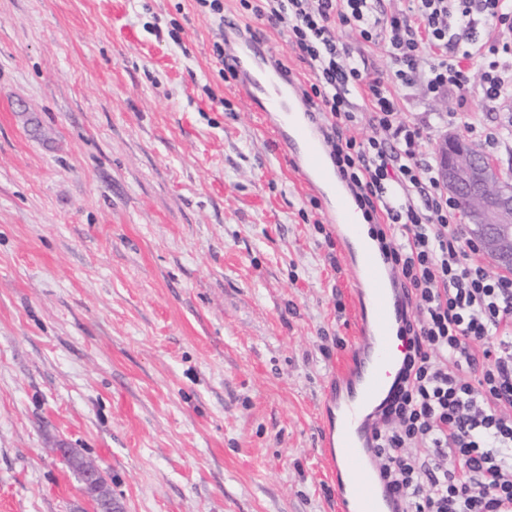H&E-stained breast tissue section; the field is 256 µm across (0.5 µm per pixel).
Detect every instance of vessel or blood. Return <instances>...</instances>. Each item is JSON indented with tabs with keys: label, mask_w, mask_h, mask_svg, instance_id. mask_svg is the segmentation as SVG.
<instances>
[{
	"label": "vessel or blood",
	"mask_w": 512,
	"mask_h": 512,
	"mask_svg": "<svg viewBox=\"0 0 512 512\" xmlns=\"http://www.w3.org/2000/svg\"><path fill=\"white\" fill-rule=\"evenodd\" d=\"M229 47L228 61L238 70L256 112L303 182L325 198L355 284V343L346 367L334 377L336 420L325 426L323 437L324 453L336 473L338 512H395L394 497L378 483L367 445L372 417L394 395L408 351L409 339L400 330L407 295L395 287L381 253L349 222L347 194L336 183L325 139L292 78L278 68L272 51L255 40L240 37Z\"/></svg>",
	"instance_id": "b4317fda"
}]
</instances>
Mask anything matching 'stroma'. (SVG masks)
Instances as JSON below:
<instances>
[{
  "mask_svg": "<svg viewBox=\"0 0 512 512\" xmlns=\"http://www.w3.org/2000/svg\"><path fill=\"white\" fill-rule=\"evenodd\" d=\"M218 38L194 0H0V512H93L59 448L123 512H336L354 287Z\"/></svg>",
  "mask_w": 512,
  "mask_h": 512,
  "instance_id": "stroma-1",
  "label": "stroma"
}]
</instances>
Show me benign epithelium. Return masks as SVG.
<instances>
[{
    "instance_id": "obj_1",
    "label": "benign epithelium",
    "mask_w": 512,
    "mask_h": 512,
    "mask_svg": "<svg viewBox=\"0 0 512 512\" xmlns=\"http://www.w3.org/2000/svg\"><path fill=\"white\" fill-rule=\"evenodd\" d=\"M437 153L448 194L457 200L470 198L472 238L502 270L512 273V186L504 184L500 166L454 134L439 140Z\"/></svg>"
}]
</instances>
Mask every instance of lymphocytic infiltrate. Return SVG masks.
I'll use <instances>...</instances> for the list:
<instances>
[{
  "label": "lymphocytic infiltrate",
  "mask_w": 512,
  "mask_h": 512,
  "mask_svg": "<svg viewBox=\"0 0 512 512\" xmlns=\"http://www.w3.org/2000/svg\"><path fill=\"white\" fill-rule=\"evenodd\" d=\"M246 21L286 33L310 76L300 93L324 128L354 200L377 226L412 343L398 389L380 408L371 451L403 512H505L512 504V274L490 271L464 238L458 206L431 161L429 118H402L399 88L512 100V0H238ZM500 25L479 39L475 15ZM348 28L384 42L390 77L361 69ZM368 123L359 139L351 129Z\"/></svg>",
  "instance_id": "1"
}]
</instances>
